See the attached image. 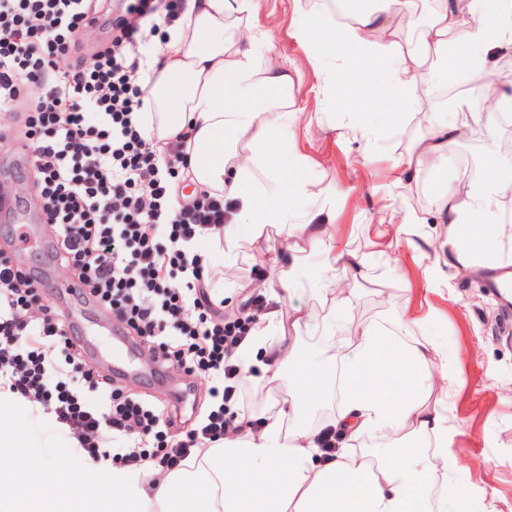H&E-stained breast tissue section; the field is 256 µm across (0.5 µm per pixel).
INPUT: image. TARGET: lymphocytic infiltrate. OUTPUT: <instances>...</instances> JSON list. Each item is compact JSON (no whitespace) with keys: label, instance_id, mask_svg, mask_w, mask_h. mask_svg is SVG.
Listing matches in <instances>:
<instances>
[{"label":"lymphocytic infiltrate","instance_id":"obj_1","mask_svg":"<svg viewBox=\"0 0 512 512\" xmlns=\"http://www.w3.org/2000/svg\"><path fill=\"white\" fill-rule=\"evenodd\" d=\"M134 0L112 21L109 47L74 57L97 25L95 0H0V115L28 101L26 149L41 175L39 208L62 246L53 260L79 284L80 300L107 305L150 361L211 380L222 403H248L250 387L233 365L255 323L223 321L202 280L205 242L222 232L229 203L201 192L174 201L169 183L186 166L184 140L150 142L142 134L140 50L160 25H172L183 0ZM38 274L0 251V381L26 401L51 408L88 454L115 442V460L146 472L184 467L199 443L218 441L230 422L211 412L185 439L156 452L139 446L178 410H157L109 391L105 406L86 404L109 379L81 373L74 389L54 381L80 345L43 302Z\"/></svg>","mask_w":512,"mask_h":512}]
</instances>
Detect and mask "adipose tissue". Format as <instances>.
Returning <instances> with one entry per match:
<instances>
[{"mask_svg": "<svg viewBox=\"0 0 512 512\" xmlns=\"http://www.w3.org/2000/svg\"><path fill=\"white\" fill-rule=\"evenodd\" d=\"M435 2L419 20L410 45L399 42L398 31L404 17L415 15L414 0H366L351 22L336 25L326 8L310 9L302 40L315 61L337 55L324 81L343 87L357 113H365L373 101L350 79L356 64L387 70L392 91L420 111L437 85L440 61L451 60L454 70L480 76L512 55V0ZM258 9V0H185L159 52L145 54L140 62L146 73L144 109L157 115V137L172 139L186 128L194 130L189 167L180 179L235 204L231 226L212 239L227 261L238 259L246 238L261 237L267 227L291 225L317 243L334 219L324 206L311 213L294 206L311 193L294 133V81L276 61L273 37L259 23ZM458 29L467 33L461 48L449 40ZM468 131L431 118L427 135L396 164L399 184L408 186ZM510 190L512 177L492 170L466 189L449 190L439 220L452 229L477 222L504 235L497 201ZM242 224L248 237L237 231ZM320 284L332 292L334 305L318 327L321 359L286 384L282 406L262 428L249 431L247 417L238 416L235 424L244 428V436L224 437L185 468L145 480L120 463L97 458L95 468L115 481L112 512H462L467 491L455 476V458L440 446L445 410L426 404L419 386L436 342L425 337L408 344L370 327L333 348L336 312L347 306L349 296L335 277L322 276ZM295 352L273 310L246 343L241 360L275 376ZM333 362L341 368L342 400L332 424L348 444L327 462L316 432L293 422L318 399L324 367ZM369 434L380 437L378 448L356 447V440ZM14 445L12 437L0 433V512H85L80 484H71L68 496L58 494L59 463L46 460L21 469ZM189 486L202 488V495L184 496Z\"/></svg>", "mask_w": 512, "mask_h": 512, "instance_id": "adipose-tissue-1", "label": "adipose tissue"}]
</instances>
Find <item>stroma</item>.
<instances>
[{"label":"stroma","mask_w":512,"mask_h":512,"mask_svg":"<svg viewBox=\"0 0 512 512\" xmlns=\"http://www.w3.org/2000/svg\"><path fill=\"white\" fill-rule=\"evenodd\" d=\"M312 6V0H259V21L271 32L277 60L296 82L301 111L294 131L300 151L311 163L314 186L312 195L295 206H331L332 241L315 247L306 237H291L302 259L300 284L282 301L274 297L280 285L268 261L274 255L285 265L293 257L283 245L286 235L281 228H269L251 241L237 261L227 262L210 252L213 297L223 301L228 319L246 317L257 299L266 310L280 311L284 321L305 317L296 339L306 362L317 346L314 326L331 304L316 274L341 254H357L363 276L348 282L350 303L341 326H371L407 343L424 336L435 338L442 355L431 365L447 363L449 377L433 379L427 394L446 409L448 453L456 457L458 479L468 488L469 510L483 512L490 502L486 494L492 490L498 512H512V306L485 287L484 268L466 272L449 264L448 227L435 221L444 195L461 178L463 155H471L478 170L496 166L512 172V157L503 155L499 147L506 130L499 126L488 135L473 130L408 187H397L395 163L411 151L422 130L410 105L386 102L367 116L371 136L362 134L351 117L354 103L343 90L325 86L302 42L304 13ZM27 116V105L19 104L11 121L12 138L0 142V176L24 184L32 194L40 175L22 150ZM410 213L418 216V223H405ZM55 242L41 219L22 226L0 223V247L14 251L22 269L42 275L44 295L52 302L59 293L47 251ZM71 306L85 310L72 321L86 350L81 363L103 371L119 350L111 331L94 320L101 307L83 306L76 300ZM244 379L251 389L245 415L262 418L284 397L280 384L268 382L258 369L245 373ZM212 403L206 386L197 385L181 408L180 424L165 428V444L183 439L208 415ZM2 429L19 443L22 467L56 460L82 483L87 499L104 498L108 477L89 470L85 458L56 437L51 411H44L35 423L17 413L1 412Z\"/></svg>","instance_id":"35a3bbf8"}]
</instances>
